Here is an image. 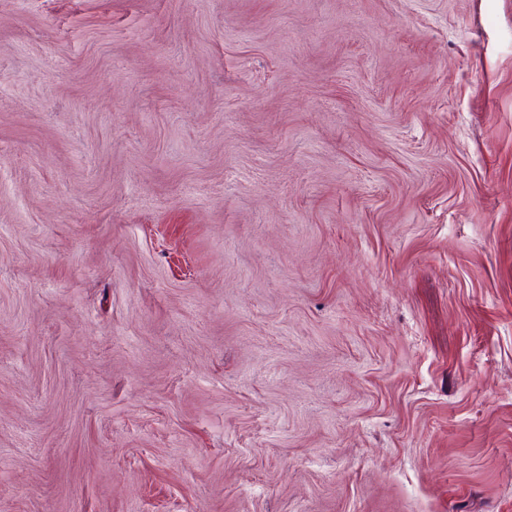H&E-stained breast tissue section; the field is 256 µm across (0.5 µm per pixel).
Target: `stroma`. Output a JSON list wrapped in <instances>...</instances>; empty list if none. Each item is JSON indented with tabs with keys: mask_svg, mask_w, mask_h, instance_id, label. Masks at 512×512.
I'll return each instance as SVG.
<instances>
[{
	"mask_svg": "<svg viewBox=\"0 0 512 512\" xmlns=\"http://www.w3.org/2000/svg\"><path fill=\"white\" fill-rule=\"evenodd\" d=\"M0 512H512V0H0Z\"/></svg>",
	"mask_w": 512,
	"mask_h": 512,
	"instance_id": "1",
	"label": "stroma"
}]
</instances>
